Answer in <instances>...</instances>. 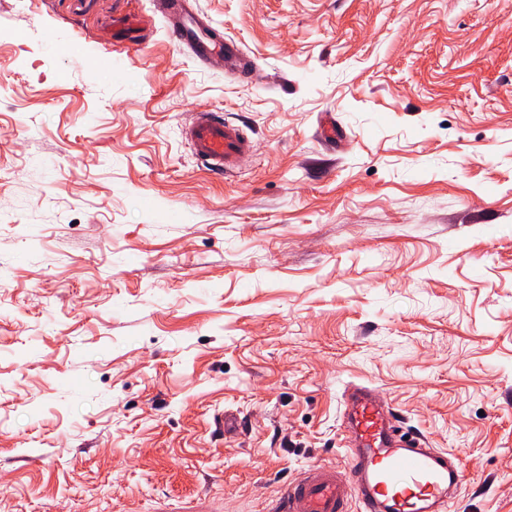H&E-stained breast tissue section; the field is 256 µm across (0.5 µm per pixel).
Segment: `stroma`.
<instances>
[{
  "label": "stroma",
  "mask_w": 512,
  "mask_h": 512,
  "mask_svg": "<svg viewBox=\"0 0 512 512\" xmlns=\"http://www.w3.org/2000/svg\"><path fill=\"white\" fill-rule=\"evenodd\" d=\"M192 3L249 75L151 0H0V512H268L350 383L512 512V0ZM154 3L160 14L171 23L177 47L186 51L198 63L209 64L217 51L199 36L208 24L190 9L189 1L156 0ZM185 136L196 156L216 174L237 165L251 150V141L239 126L220 120L211 112L198 113Z\"/></svg>",
  "instance_id": "obj_1"
}]
</instances>
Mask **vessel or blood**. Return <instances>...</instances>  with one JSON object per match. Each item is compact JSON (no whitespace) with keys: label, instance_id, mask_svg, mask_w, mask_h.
Returning <instances> with one entry per match:
<instances>
[{"label":"vessel or blood","instance_id":"1","mask_svg":"<svg viewBox=\"0 0 512 512\" xmlns=\"http://www.w3.org/2000/svg\"><path fill=\"white\" fill-rule=\"evenodd\" d=\"M167 19L176 44L200 64L223 54L225 65L244 69L247 59L234 42L216 51L200 37L207 23L189 7L188 0H155ZM196 156L217 174L237 165L251 150L239 126L198 113L185 130ZM346 424L355 435L348 452L346 476L313 467L288 482L270 512H349L347 489L361 502L359 512H446L461 482V472L447 453L430 448L426 437L400 425L388 405L368 386L347 390Z\"/></svg>","mask_w":512,"mask_h":512}]
</instances>
